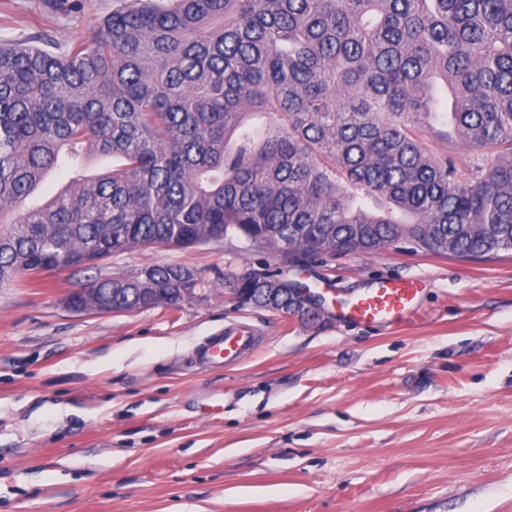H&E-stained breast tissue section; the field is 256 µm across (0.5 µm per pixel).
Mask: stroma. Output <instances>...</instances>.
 Here are the masks:
<instances>
[{
	"mask_svg": "<svg viewBox=\"0 0 512 512\" xmlns=\"http://www.w3.org/2000/svg\"><path fill=\"white\" fill-rule=\"evenodd\" d=\"M117 0H0V41L86 36ZM147 264L195 270L176 304L74 313L68 292ZM268 269L325 299L317 323L240 304ZM418 289L386 330L340 305L384 279ZM232 323L242 361L196 356ZM0 512H512V251L408 243L282 267L217 241L157 246L0 288Z\"/></svg>",
	"mask_w": 512,
	"mask_h": 512,
	"instance_id": "stroma-1",
	"label": "stroma"
}]
</instances>
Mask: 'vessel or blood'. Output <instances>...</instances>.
<instances>
[{
    "mask_svg": "<svg viewBox=\"0 0 512 512\" xmlns=\"http://www.w3.org/2000/svg\"><path fill=\"white\" fill-rule=\"evenodd\" d=\"M417 291L409 283L392 279L377 282L373 288L341 310L344 318L372 326H393L411 319ZM259 340L257 330L248 324H236L212 337L199 359L206 365H221L246 356Z\"/></svg>",
    "mask_w": 512,
    "mask_h": 512,
    "instance_id": "obj_1",
    "label": "vessel or blood"
}]
</instances>
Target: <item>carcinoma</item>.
Instances as JSON below:
<instances>
[{"instance_id": "1", "label": "carcinoma", "mask_w": 512, "mask_h": 512, "mask_svg": "<svg viewBox=\"0 0 512 512\" xmlns=\"http://www.w3.org/2000/svg\"><path fill=\"white\" fill-rule=\"evenodd\" d=\"M41 43L0 42V285L220 240L284 264L512 250V0H125ZM90 287L161 306L196 278Z\"/></svg>"}]
</instances>
